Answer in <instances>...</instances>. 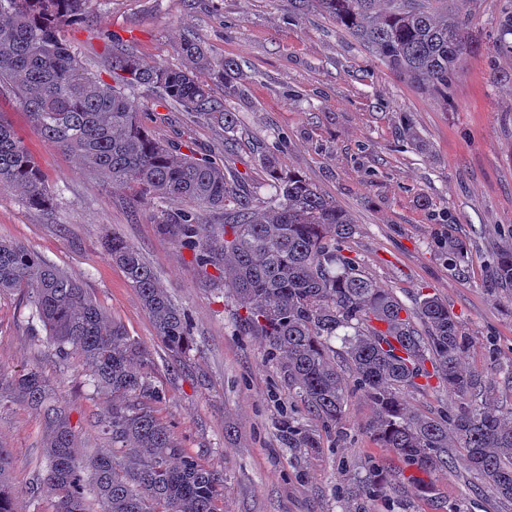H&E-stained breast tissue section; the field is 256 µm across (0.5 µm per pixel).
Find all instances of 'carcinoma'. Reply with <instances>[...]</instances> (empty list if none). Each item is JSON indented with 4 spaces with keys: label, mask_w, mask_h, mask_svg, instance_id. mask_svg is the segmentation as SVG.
Returning a JSON list of instances; mask_svg holds the SVG:
<instances>
[{
    "label": "carcinoma",
    "mask_w": 512,
    "mask_h": 512,
    "mask_svg": "<svg viewBox=\"0 0 512 512\" xmlns=\"http://www.w3.org/2000/svg\"><path fill=\"white\" fill-rule=\"evenodd\" d=\"M386 2L387 8L379 7ZM91 0H0V90H8L41 135L77 156L88 173L127 186L140 198L172 205L159 223L172 228L194 251L204 274L229 265L231 290L245 315L241 328L267 342L288 384L335 439H344V408L355 382L371 402L368 430L374 440L413 468L408 483L421 494L432 476L449 469L448 449L462 453L499 502L512 505V405L495 386L463 366L470 336L438 297L424 294L406 307L378 286L344 254L356 232L352 217L325 198L306 178L265 167L275 184L268 213L254 217L252 203L232 199L227 166L183 152L151 134L126 94L146 88L162 106L218 113L229 130L234 114L220 110L210 88L192 69L148 65L123 50L112 51L114 85L84 69L65 35L87 18ZM297 14L316 9L334 19L385 66L421 89L448 100V87L473 45L464 30L471 21L448 12V0H292ZM494 48L512 56V0L495 22ZM182 54L205 60L202 43L187 37ZM20 185L25 202L49 211L53 194L32 153L10 126L0 122V191ZM224 225L210 231L184 204L225 208ZM103 243L136 289L157 336L178 354L193 347L184 312L157 281L140 251L113 232ZM448 268L461 272L467 247L453 225L440 233ZM494 287L512 294V243L497 254ZM27 291L32 314L56 355L79 356L94 391L112 398L105 432L112 454L80 449L70 415L55 384L37 367L20 374L0 370V398L9 397L43 413L44 466L30 490L54 503V512H89L91 492L100 512H217L224 475L185 455L173 433L138 401L148 392L147 353L110 317L75 275L30 249L0 240V294ZM341 342V352L334 343ZM448 384L455 406L448 416L410 410L400 393L421 389L433 377ZM294 448H318L317 436L288 425ZM374 472L358 485L357 502L381 492ZM0 512H17L12 458L0 444Z\"/></svg>",
    "instance_id": "carcinoma-1"
}]
</instances>
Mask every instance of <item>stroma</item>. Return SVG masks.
<instances>
[{
	"mask_svg": "<svg viewBox=\"0 0 512 512\" xmlns=\"http://www.w3.org/2000/svg\"><path fill=\"white\" fill-rule=\"evenodd\" d=\"M502 3L448 0L450 11L473 19L467 35L484 50L466 58L444 100L393 73L335 21L316 11L297 15L290 0H93L86 21L66 36L106 82L113 42L143 62L177 68L189 63L184 38H198L207 55L198 75L235 113L236 125L228 132L220 119L171 111L151 91H130L147 129L219 163L234 140L233 162L259 215L274 193L264 160L304 176L353 215L358 228L346 255L407 306L424 293L445 301L472 339L465 364L511 400L503 368L512 363V300L496 296L489 277L498 248L512 239V83L497 77L512 70V58L491 51ZM228 58L238 65L230 73ZM230 79L240 96H225ZM0 120L23 139L54 196L53 209L41 212L27 207L22 189L1 191L0 239L78 276L146 348L158 393L154 413L188 456L223 472L220 512H344L338 490H352L378 467L407 472L370 435L373 409L362 394L348 400V438L340 443L289 396L263 339L240 332L236 299L223 281L198 272L192 250L158 224L157 208L86 174L7 93L0 95ZM449 222L468 248L461 274L449 272L436 243ZM107 230L139 249L185 313L194 339L188 354L175 355L157 336L137 291L102 246ZM491 345L495 365L486 357ZM34 364L55 382L82 444L111 453L104 432L111 400L94 392L77 357L60 359L45 335L35 334L26 293L2 295L0 367L17 374ZM290 419L319 434L320 448L289 447ZM42 434L40 416L0 401V444L12 453L21 512H52L49 501L30 495L42 474ZM433 482L428 495L386 490L368 512H504L462 461Z\"/></svg>",
	"mask_w": 512,
	"mask_h": 512,
	"instance_id": "1",
	"label": "stroma"
}]
</instances>
